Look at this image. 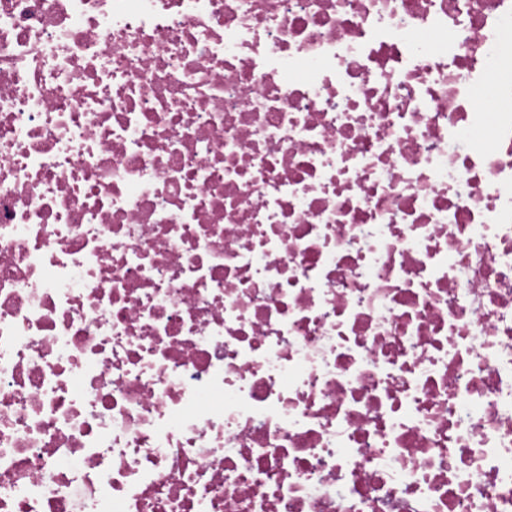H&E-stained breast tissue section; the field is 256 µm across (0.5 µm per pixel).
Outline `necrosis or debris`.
Listing matches in <instances>:
<instances>
[{
	"label": "necrosis or debris",
	"mask_w": 512,
	"mask_h": 512,
	"mask_svg": "<svg viewBox=\"0 0 512 512\" xmlns=\"http://www.w3.org/2000/svg\"><path fill=\"white\" fill-rule=\"evenodd\" d=\"M512 0H0V512H512Z\"/></svg>",
	"instance_id": "4bbe7bcc"
}]
</instances>
